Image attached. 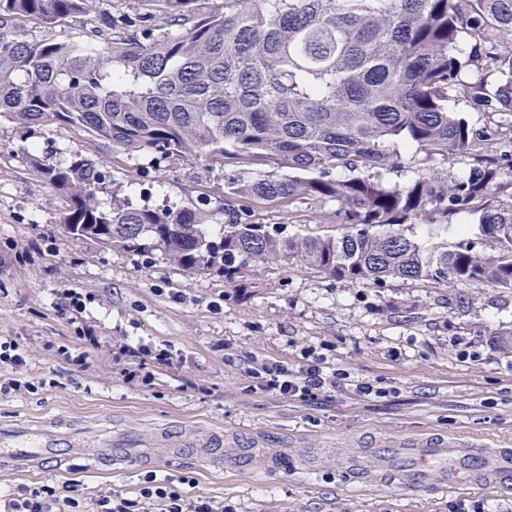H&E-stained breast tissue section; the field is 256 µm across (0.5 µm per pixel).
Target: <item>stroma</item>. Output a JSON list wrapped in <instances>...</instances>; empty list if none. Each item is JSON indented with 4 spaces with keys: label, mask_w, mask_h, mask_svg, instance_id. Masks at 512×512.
Listing matches in <instances>:
<instances>
[{
    "label": "stroma",
    "mask_w": 512,
    "mask_h": 512,
    "mask_svg": "<svg viewBox=\"0 0 512 512\" xmlns=\"http://www.w3.org/2000/svg\"><path fill=\"white\" fill-rule=\"evenodd\" d=\"M90 28L83 19L52 27L24 20L10 32L83 45ZM28 150L57 165L77 153L102 164L103 207H111L119 185L136 205L205 203L215 218L224 216L220 169L130 153L54 122L27 128L1 121L0 336L20 344L26 363L0 368V379L18 382L0 392V428L26 419L71 448L105 433L150 438L193 428L275 451L296 443L302 449L288 472L269 474L208 469L192 455L156 447L128 470H91L75 458L63 474L0 475V490L74 483L83 512H94L101 495H130L146 475L172 473L189 477L187 494L234 512H496L512 505V491L490 495L477 487L411 495L391 481L362 491L313 456L317 448H358L431 430L512 448V359L497 343L512 334V293L477 283L354 287L284 259L241 291L213 271L177 270L157 252L134 256L68 238L61 217L70 200L27 162ZM324 208L315 200L289 208L257 203L250 219L296 230L319 223ZM69 289L84 303L70 317L58 309ZM123 340L172 350L177 361L153 368L148 383H126L112 358ZM308 349L386 396L344 389L305 402L252 391L256 362L293 368Z\"/></svg>",
    "instance_id": "stroma-1"
}]
</instances>
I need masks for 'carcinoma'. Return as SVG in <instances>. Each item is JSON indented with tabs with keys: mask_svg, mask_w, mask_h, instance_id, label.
I'll list each match as a JSON object with an SVG mask.
<instances>
[{
	"mask_svg": "<svg viewBox=\"0 0 512 512\" xmlns=\"http://www.w3.org/2000/svg\"><path fill=\"white\" fill-rule=\"evenodd\" d=\"M157 2L160 17H114L97 0H0V120H51L227 175L216 242L204 207H135L115 186L103 208L91 192L103 166L40 161L70 197L71 239L159 251L184 272L217 266L234 286L295 259L355 286L478 282L512 293V151L488 153L503 126L512 134V0H232L200 17L202 0ZM81 18L93 38L124 31L88 46L1 33L20 19ZM483 61L502 76L493 89L463 80ZM457 93L501 124L449 111ZM454 157L471 164L450 178L438 164ZM304 198L339 205L336 223L290 232L247 219L252 202ZM457 215L477 223H450Z\"/></svg>",
	"mask_w": 512,
	"mask_h": 512,
	"instance_id": "1",
	"label": "carcinoma"
}]
</instances>
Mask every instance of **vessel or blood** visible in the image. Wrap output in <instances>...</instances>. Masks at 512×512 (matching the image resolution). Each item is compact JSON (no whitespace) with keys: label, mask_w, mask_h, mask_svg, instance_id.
Instances as JSON below:
<instances>
[{"label":"vessel or blood","mask_w":512,"mask_h":512,"mask_svg":"<svg viewBox=\"0 0 512 512\" xmlns=\"http://www.w3.org/2000/svg\"><path fill=\"white\" fill-rule=\"evenodd\" d=\"M181 444L198 449L213 466L242 470L255 466L274 473L288 460L277 453L260 449L243 454L224 450L220 434L184 431ZM145 445L138 436L116 435L85 449L87 467L109 465L115 469L138 466L144 459ZM66 464L69 455L59 437L42 427L17 424L0 429V470L13 473L43 472L47 461ZM336 470L363 487H373L385 478H397L408 493L456 490L475 485L489 492L512 488V448H487L477 439H459L442 433H428L391 442L356 448L327 459Z\"/></svg>","instance_id":"b4317fda"}]
</instances>
